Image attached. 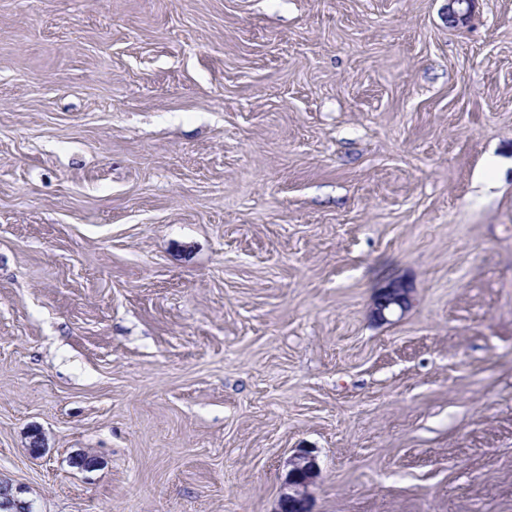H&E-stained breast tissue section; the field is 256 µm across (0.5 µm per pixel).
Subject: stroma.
Wrapping results in <instances>:
<instances>
[{
  "instance_id": "1",
  "label": "stroma",
  "mask_w": 512,
  "mask_h": 512,
  "mask_svg": "<svg viewBox=\"0 0 512 512\" xmlns=\"http://www.w3.org/2000/svg\"><path fill=\"white\" fill-rule=\"evenodd\" d=\"M299 448L512 512V0H0V480L274 512ZM408 291L399 282L390 283L375 298L371 315L374 319L387 322L389 316L408 305Z\"/></svg>"
}]
</instances>
